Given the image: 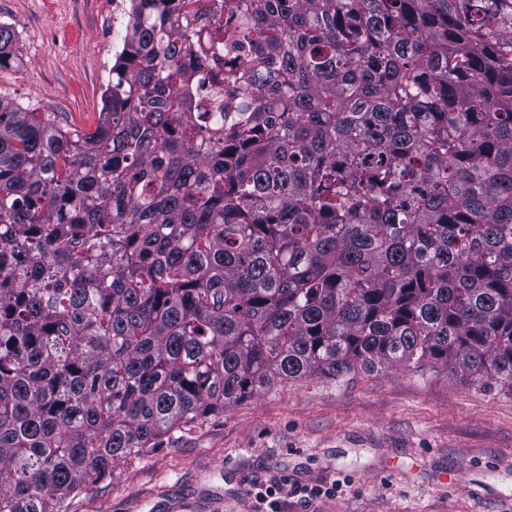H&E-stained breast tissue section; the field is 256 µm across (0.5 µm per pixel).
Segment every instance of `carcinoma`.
Masks as SVG:
<instances>
[{"instance_id": "cac0c4a2", "label": "carcinoma", "mask_w": 512, "mask_h": 512, "mask_svg": "<svg viewBox=\"0 0 512 512\" xmlns=\"http://www.w3.org/2000/svg\"><path fill=\"white\" fill-rule=\"evenodd\" d=\"M223 2L130 0L90 132L0 97V512L285 380L512 393V0ZM245 0H226L224 2V41L225 38L233 39L243 52L247 50L248 43L254 40V31L246 32L238 19L243 15Z\"/></svg>"}]
</instances>
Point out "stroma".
Returning <instances> with one entry per match:
<instances>
[{
  "instance_id": "35a3bbf8",
  "label": "stroma",
  "mask_w": 512,
  "mask_h": 512,
  "mask_svg": "<svg viewBox=\"0 0 512 512\" xmlns=\"http://www.w3.org/2000/svg\"><path fill=\"white\" fill-rule=\"evenodd\" d=\"M128 9L0 0L16 36L0 96L93 130ZM273 483L274 509L258 497ZM333 483V498L293 494ZM70 512H512V394L428 368L281 382L120 464Z\"/></svg>"
}]
</instances>
